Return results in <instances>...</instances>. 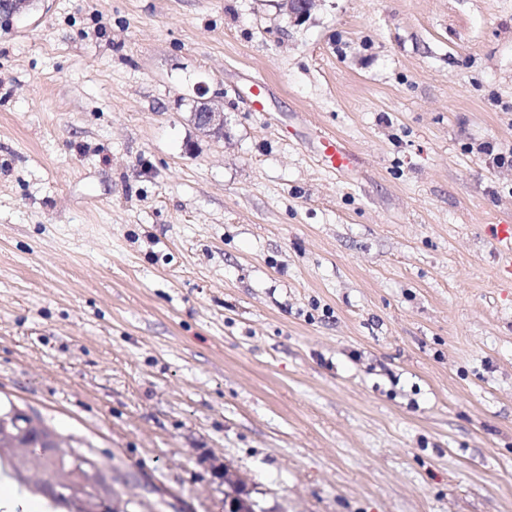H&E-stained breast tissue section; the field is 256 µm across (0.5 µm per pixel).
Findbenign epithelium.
<instances>
[{"instance_id":"benign-epithelium-1","label":"benign epithelium","mask_w":512,"mask_h":512,"mask_svg":"<svg viewBox=\"0 0 512 512\" xmlns=\"http://www.w3.org/2000/svg\"><path fill=\"white\" fill-rule=\"evenodd\" d=\"M318 0H280L279 9L296 22L306 20ZM199 129L216 138L224 137L223 109L204 104L195 112ZM51 456L61 466L38 480V489L74 512H128L129 501L108 487L101 467L71 445H64L53 428L26 410L12 405L0 411V458L8 460L19 476L37 472L43 458ZM224 485L234 490L229 508L234 512H256L244 483L235 471L223 470Z\"/></svg>"}]
</instances>
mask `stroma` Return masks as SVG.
Masks as SVG:
<instances>
[{
	"instance_id": "35a3bbf8",
	"label": "stroma",
	"mask_w": 512,
	"mask_h": 512,
	"mask_svg": "<svg viewBox=\"0 0 512 512\" xmlns=\"http://www.w3.org/2000/svg\"><path fill=\"white\" fill-rule=\"evenodd\" d=\"M488 142L512 0H33L0 28V402L129 512H224V464L262 512H512ZM279 9L287 16L289 15L294 22L306 20L314 9L318 0H280ZM195 121L199 129L216 138L224 136V113L222 108L203 104L195 112ZM319 152L325 166L332 173H343L353 165L354 156L343 141L335 135H326L321 138Z\"/></svg>"
}]
</instances>
